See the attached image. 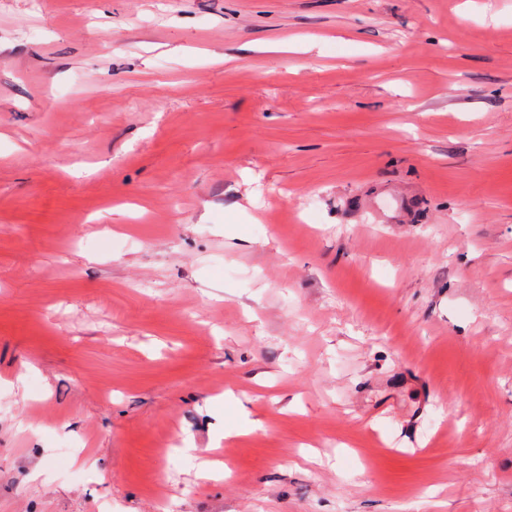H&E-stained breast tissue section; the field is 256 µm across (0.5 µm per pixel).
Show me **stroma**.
<instances>
[{"mask_svg": "<svg viewBox=\"0 0 512 512\" xmlns=\"http://www.w3.org/2000/svg\"><path fill=\"white\" fill-rule=\"evenodd\" d=\"M512 512V0H0V512Z\"/></svg>", "mask_w": 512, "mask_h": 512, "instance_id": "1", "label": "stroma"}]
</instances>
